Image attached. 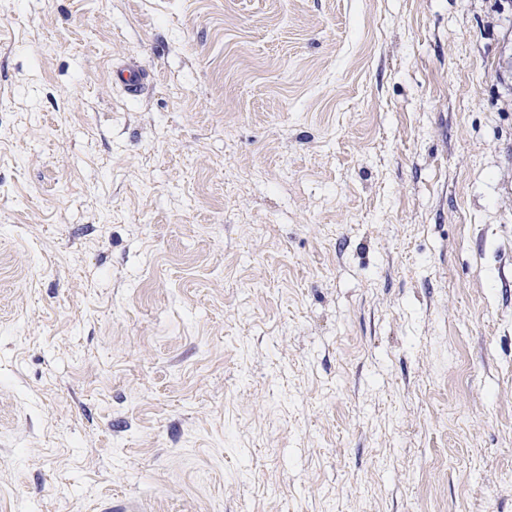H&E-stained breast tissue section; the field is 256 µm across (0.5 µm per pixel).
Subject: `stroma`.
<instances>
[{
	"label": "stroma",
	"mask_w": 512,
	"mask_h": 512,
	"mask_svg": "<svg viewBox=\"0 0 512 512\" xmlns=\"http://www.w3.org/2000/svg\"><path fill=\"white\" fill-rule=\"evenodd\" d=\"M0 512H512V0H0ZM124 90L130 96H138L144 90L147 73L138 65L128 64L118 71Z\"/></svg>",
	"instance_id": "obj_1"
}]
</instances>
